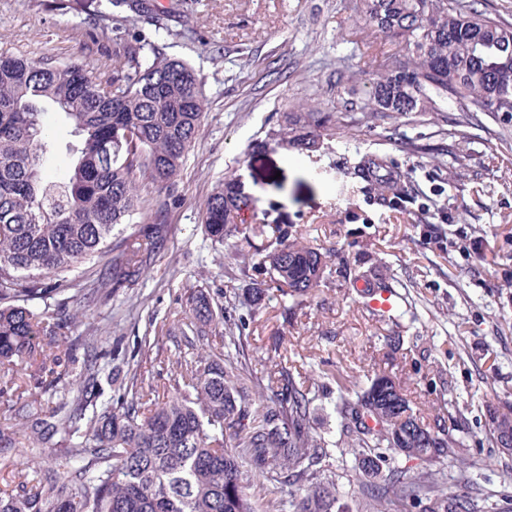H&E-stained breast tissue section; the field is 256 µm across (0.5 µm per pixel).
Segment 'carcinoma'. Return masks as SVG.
<instances>
[{"label": "carcinoma", "mask_w": 512, "mask_h": 512, "mask_svg": "<svg viewBox=\"0 0 512 512\" xmlns=\"http://www.w3.org/2000/svg\"><path fill=\"white\" fill-rule=\"evenodd\" d=\"M364 19L380 36L402 45L382 68L364 71L370 94L363 110L437 112L444 99L460 112L476 105L512 116V24L491 18L463 0H362ZM112 77L100 78L53 57L0 55V372L27 359L30 376L54 347L44 331L68 326L67 308L78 296L65 273L94 261L112 270L103 284L125 288L139 281L147 258L165 244V213L185 156L198 135L204 96L195 68L169 58L155 43L122 46ZM56 107L77 137L67 174L49 177L45 159L53 141L41 104ZM333 115L311 105L288 115L277 136L297 150L315 151L316 131ZM383 202L398 206L406 175L384 174V161L362 155L353 166ZM156 189L154 217L146 221L141 191ZM252 200L230 183L207 198L203 224L214 244L243 233L241 213ZM140 219L143 227L110 245L112 232ZM330 255L297 241L278 226L255 250L252 287L241 305L250 316L276 291L299 305L326 286ZM53 282H45L47 276ZM52 296L56 324L44 326L29 302ZM187 304L190 331L203 340L224 323L227 354L245 356L246 319L215 310L202 291ZM277 390L253 406L233 371L202 353L172 379L166 399L136 370L121 406L97 410L95 375L79 377L74 413L44 411V392L11 409L15 426L48 446L51 460L22 458L24 449L0 445V468L13 472L0 491V512H257L252 490L262 479L288 487V499L269 500L265 512H353V495L389 501L397 512H512V489L473 487L469 475L451 486L421 474L409 477L395 456L430 465L451 464L466 451L450 411L424 417L403 386L376 373L352 398L339 396L331 416L337 430L311 426V399L280 367ZM493 439L512 432V413L491 414ZM339 439H333L334 435ZM64 435V448L52 440ZM351 454L355 475L345 491L329 446Z\"/></svg>", "instance_id": "carcinoma-1"}]
</instances>
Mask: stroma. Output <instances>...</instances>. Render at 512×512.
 <instances>
[{
  "label": "stroma",
  "instance_id": "stroma-1",
  "mask_svg": "<svg viewBox=\"0 0 512 512\" xmlns=\"http://www.w3.org/2000/svg\"><path fill=\"white\" fill-rule=\"evenodd\" d=\"M171 11L155 32L128 8L108 0H0V51L38 58L52 53L101 74L117 65L112 26L162 45L191 62L206 107L199 135L178 181V202L166 215L168 242L151 258L143 281L71 305V335H96L95 350L59 349L46 362L57 380L53 408L69 406L71 384L85 361L99 371L98 407L123 392L126 363L138 361L151 381L166 382L195 346L182 333L196 289L215 306L232 308L251 281L241 270L259 237L215 246L201 224L210 193L236 182L257 202L252 228L294 226L301 242L336 246L332 281L281 315L270 296L249 326L246 363L238 370L252 400L270 397L275 362L315 396L314 429L329 402L381 370L402 380L429 416L459 411L460 435L488 441V409L512 406V119L494 112H436L373 118L361 108L369 87L352 71L378 68L396 47L374 36L359 0H146ZM334 113L338 132L307 154L279 144L275 132L299 106ZM385 157L410 177L400 209L388 208L356 178L359 156ZM376 252L388 288L397 294L398 323L371 312L352 283ZM400 331L405 342L384 349ZM159 344L145 346V337ZM278 346V358L269 349ZM489 489L512 484V465L472 449L455 464Z\"/></svg>",
  "mask_w": 512,
  "mask_h": 512
}]
</instances>
